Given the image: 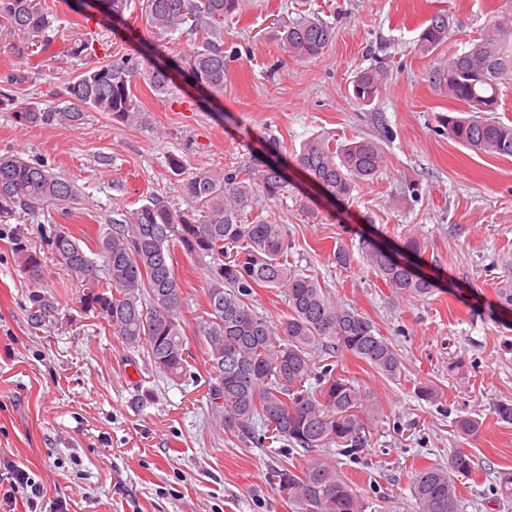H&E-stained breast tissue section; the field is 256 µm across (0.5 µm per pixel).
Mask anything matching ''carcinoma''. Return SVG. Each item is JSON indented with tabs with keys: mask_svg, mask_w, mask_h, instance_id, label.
I'll return each mask as SVG.
<instances>
[{
	"mask_svg": "<svg viewBox=\"0 0 512 512\" xmlns=\"http://www.w3.org/2000/svg\"><path fill=\"white\" fill-rule=\"evenodd\" d=\"M75 12L93 6L117 24L126 21L131 0H88L74 4ZM239 0H146L150 25L160 33L207 18L201 42L187 59V67L168 60L155 62L147 54L103 61L65 85L72 106L42 108L18 103L5 92L26 81L23 73L6 77L0 87V109L11 107L24 126L54 123L78 126L85 110L103 112L123 123L145 117L133 92L141 78L156 92L168 89L172 78L164 69L179 71L186 81L214 93L224 92L226 55L224 20L238 10ZM0 20L23 37L16 50L45 54L53 46L50 12L41 0H0ZM335 37L334 28L318 16L305 15L285 26V51L300 60L320 57ZM512 8L501 9L488 21L480 38L429 72L431 83L448 92L460 108L442 119L448 139L475 153L512 159V122L494 116L501 87L512 82ZM448 39V14L438 12L419 35L429 52ZM387 78L384 66L358 71L351 80V96L362 106L372 104ZM296 167L332 199L349 197L356 186L378 176L387 164L383 148L369 138L336 144L320 136L304 141L294 153ZM287 180L275 160L260 177L248 168L224 174L197 172L180 190L198 205V215L179 213L159 196L112 218L110 231L97 235L102 262L89 255L64 226H56L47 245L64 271L85 284L81 310L105 322L131 348H143L151 368L170 378L186 374L192 358L183 324L184 291L176 276L171 246L206 265V308L198 343L207 356L211 415L224 433L259 446L267 438L283 441L309 455L306 464H287L275 471L279 489L296 512H367L369 502L356 491L336 464L323 455L332 446L358 453L368 445L367 425L361 416L362 394L348 376L330 365L316 370V347L327 355L350 354L376 373L395 380L402 372L399 353L381 336L373 322L354 308L334 303L326 289L288 265L292 243L283 227L252 214L256 192L269 199L283 194ZM73 181L42 162L17 154H0V215L16 208L35 212L44 205L75 203ZM68 246V253L58 247ZM12 251L21 271L35 284L43 278V259L27 237L17 234ZM403 253L373 245L365 259L392 294L424 297L433 292L431 279L398 263ZM281 290L288 311L276 321L260 314L254 304L257 289ZM48 300L32 295L30 316L41 322ZM315 378L317 386L306 385ZM261 420L265 431L255 429ZM474 470L472 456L461 449L444 464L414 471L411 491L415 512H458L457 477Z\"/></svg>",
	"mask_w": 512,
	"mask_h": 512,
	"instance_id": "1",
	"label": "carcinoma"
}]
</instances>
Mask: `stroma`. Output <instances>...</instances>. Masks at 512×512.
Returning a JSON list of instances; mask_svg holds the SVG:
<instances>
[{
	"label": "stroma",
	"instance_id": "35a3bbf8",
	"mask_svg": "<svg viewBox=\"0 0 512 512\" xmlns=\"http://www.w3.org/2000/svg\"><path fill=\"white\" fill-rule=\"evenodd\" d=\"M505 3L240 0L236 17L224 22L230 61L219 98L177 76L162 94L134 84L146 114L138 124L90 111L77 127L30 128L0 111V153L44 161L80 194L66 215L49 206L0 217V451L23 462L41 487L36 506L21 502L15 512H54L61 500L71 512H294L272 480L284 461L283 442L252 447L215 427L203 359L176 380L156 374L146 357L81 311L78 281L50 264L41 285H33L11 250L20 233L50 255L44 234L54 225L93 237L114 211L154 195L191 213L196 205L180 192L169 155L180 156L190 174L257 170L273 139L288 184L278 199L257 196L255 212L283 225L294 243L292 265L333 301L371 319L403 363L400 379L391 381L351 355L317 357V365L356 380L371 432L359 457L334 447L331 458L369 501L367 512H415V468L461 448L471 453L475 472L457 481L459 512H512L495 483L499 471L512 470V424L492 412L494 402L512 398V312L502 311L497 296L512 288V160L475 154L442 134L439 118L455 103L426 78L440 58L468 47ZM45 6L56 16V47L81 36L97 56L64 63L21 55L20 36L0 27V78L29 75L15 92L21 103L64 108L65 80L97 61L144 44L185 59L198 45V33L188 28L165 35L152 29L146 0H132L127 24L117 28L92 8L77 13L65 0ZM443 10L448 40L423 51L419 34ZM311 13L333 26L335 38L320 58L300 61L284 51L279 31ZM377 64L387 69L388 83L372 105H358L348 84ZM315 135L340 143L372 138L387 166L349 199L331 202L291 159ZM366 239L398 248L416 240V259L438 290L423 300L396 299L363 260ZM340 246L352 256L345 269L331 261ZM173 258L191 337L204 310L205 267L179 247ZM35 293L55 307L38 326L28 319ZM422 386L436 389V400L419 398ZM460 416L481 421L477 435L457 433Z\"/></svg>",
	"mask_w": 512,
	"mask_h": 512
}]
</instances>
